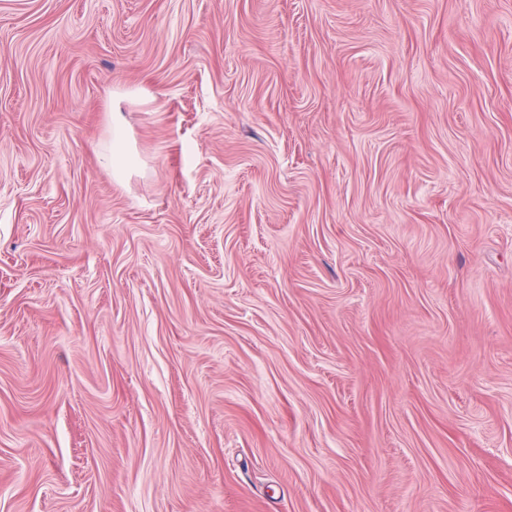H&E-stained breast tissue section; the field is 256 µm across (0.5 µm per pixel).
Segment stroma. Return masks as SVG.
<instances>
[{"label":"stroma","instance_id":"obj_1","mask_svg":"<svg viewBox=\"0 0 512 512\" xmlns=\"http://www.w3.org/2000/svg\"><path fill=\"white\" fill-rule=\"evenodd\" d=\"M0 512H512V0H0ZM119 116L120 112L112 114V148L108 156L112 175L116 180L124 179L129 173L128 159L121 148L124 130Z\"/></svg>","mask_w":512,"mask_h":512}]
</instances>
